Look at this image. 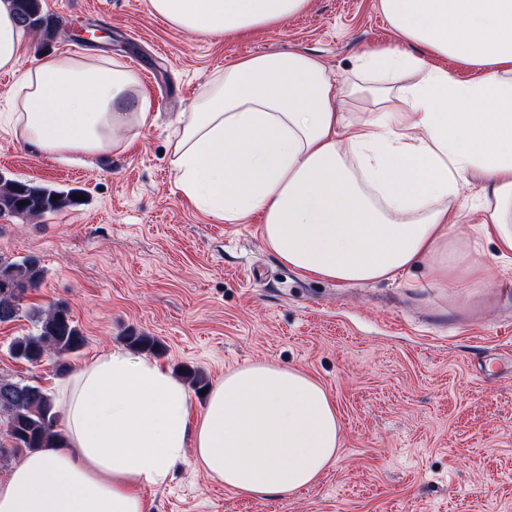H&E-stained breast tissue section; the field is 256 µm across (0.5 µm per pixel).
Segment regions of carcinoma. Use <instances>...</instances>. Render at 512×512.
I'll return each instance as SVG.
<instances>
[{
  "label": "carcinoma",
  "mask_w": 512,
  "mask_h": 512,
  "mask_svg": "<svg viewBox=\"0 0 512 512\" xmlns=\"http://www.w3.org/2000/svg\"><path fill=\"white\" fill-rule=\"evenodd\" d=\"M19 25L34 30L43 27L41 0H10ZM76 204L69 192L25 181L0 177V215L40 216ZM45 267L36 255L19 260L0 256V323L16 320L22 313L24 295L40 287ZM35 333L18 336L9 346L10 354L38 365L53 353L65 358L79 352L86 337L72 319L68 308L55 305L48 310H31ZM124 340L137 351L154 352L158 342L133 330ZM0 417L4 418L9 449L0 448V458L37 448H48L62 438L57 429L54 398L40 385L0 377Z\"/></svg>",
  "instance_id": "cac0c4a2"
}]
</instances>
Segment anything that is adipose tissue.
Listing matches in <instances>:
<instances>
[{
    "instance_id": "obj_1",
    "label": "adipose tissue",
    "mask_w": 512,
    "mask_h": 512,
    "mask_svg": "<svg viewBox=\"0 0 512 512\" xmlns=\"http://www.w3.org/2000/svg\"><path fill=\"white\" fill-rule=\"evenodd\" d=\"M310 0H148L170 26L243 37ZM395 34L350 77L316 56L261 54L213 74L169 144L178 187L228 224L259 217L276 259L305 276L393 280L424 266L437 288L491 287L455 225L512 255V0H378ZM23 34L0 0V69L22 71L9 117L18 141L85 163L124 151L149 103L118 60L60 55L26 68ZM473 70L462 80L446 60ZM365 100L355 117L347 100ZM471 207L458 204L469 179ZM63 440L28 453L0 482V512H150L143 487L192 463L246 496L316 484L336 460L342 423L325 388L298 368L255 362L225 374L199 418L182 381L116 348L58 387Z\"/></svg>"
}]
</instances>
